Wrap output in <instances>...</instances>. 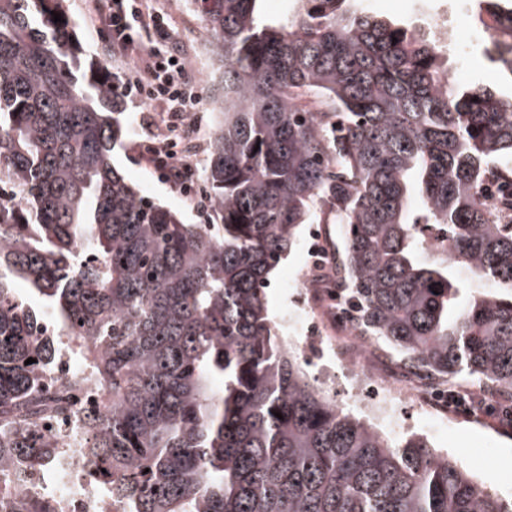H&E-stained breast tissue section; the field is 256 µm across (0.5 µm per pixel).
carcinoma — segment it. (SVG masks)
<instances>
[{
    "instance_id": "cac0c4a2",
    "label": "carcinoma",
    "mask_w": 512,
    "mask_h": 512,
    "mask_svg": "<svg viewBox=\"0 0 512 512\" xmlns=\"http://www.w3.org/2000/svg\"><path fill=\"white\" fill-rule=\"evenodd\" d=\"M63 2L0 0V475L59 463L39 422L65 337L97 358L87 462L121 512H512L426 437L392 446L339 409L281 348L265 291L320 211L346 225L342 295L364 332L512 399V223L483 195L512 176V95L450 77L432 38L354 0L278 21L260 0H192L223 119L203 175L217 223L186 224L114 166L119 76L100 60L78 75ZM502 3L473 19L512 78ZM425 226L448 235L430 265ZM45 319L58 335L39 342ZM0 504L52 512L7 483Z\"/></svg>"
}]
</instances>
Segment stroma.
I'll list each match as a JSON object with an SVG mask.
<instances>
[{
    "instance_id": "35a3bbf8",
    "label": "stroma",
    "mask_w": 512,
    "mask_h": 512,
    "mask_svg": "<svg viewBox=\"0 0 512 512\" xmlns=\"http://www.w3.org/2000/svg\"><path fill=\"white\" fill-rule=\"evenodd\" d=\"M167 13L170 33L163 41L164 50L179 53L191 42L197 43L198 55L205 65L204 71L188 77L196 95V125L189 138L196 146L193 164L196 174H203L209 164V141L221 119L217 100L218 85L209 68L216 62L210 41H197L196 34L204 25L200 15L189 0H162ZM64 5L75 24L77 38L83 48L82 63L99 58L108 59L113 72L127 76L131 63L119 57L109 56L104 41L97 30L86 0H64ZM363 8L382 18L401 24L421 27L424 16L447 13L454 26V38L442 47L448 67L455 76L468 83H483L503 87L504 81L498 69L484 54L482 35L470 23L473 0H363ZM146 104L129 101L125 113L128 135L113 153L116 168L127 180L140 189L155 203L177 211L185 222L195 224L204 216L185 198L178 187L160 172L150 160L151 139L144 129L143 117L148 113ZM310 258L308 252L292 248L274 272L267 293L268 311L272 318H280L288 308V291L284 280L296 281L304 277V268ZM404 433L426 436L439 452L448 454L458 465L464 466L477 481L505 499H512V426L470 411H463L447 425L433 426L412 410L403 412ZM493 439L496 451L487 453L483 443Z\"/></svg>"
}]
</instances>
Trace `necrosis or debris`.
<instances>
[{
    "instance_id": "obj_1",
    "label": "necrosis or debris",
    "mask_w": 512,
    "mask_h": 512,
    "mask_svg": "<svg viewBox=\"0 0 512 512\" xmlns=\"http://www.w3.org/2000/svg\"><path fill=\"white\" fill-rule=\"evenodd\" d=\"M323 239V226H308L303 243L312 253L321 254L322 260L307 278L293 282L290 309L301 315L309 301L325 307L339 337L336 342H328L315 324L302 319L296 332L282 334L281 346L295 352L305 353L313 347L327 352L329 361L323 367V377L339 380L352 403L371 412L381 422L398 425L400 409L411 402L425 412L430 422L447 423L453 416L447 384L426 377L376 337L360 331L354 313L348 311L337 288L341 255L332 250L321 251ZM91 372L89 360L67 348L45 372L47 395H56L62 389L67 392L65 404L43 422L44 429L51 431L62 450L67 462L64 471L49 475L40 470H27L8 477L10 485L23 488L30 495L56 501L61 512H115L116 509L102 478L84 468L76 454L79 444L85 440L76 425V415L92 408L101 394Z\"/></svg>"
}]
</instances>
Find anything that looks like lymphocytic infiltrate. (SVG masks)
I'll use <instances>...</instances> for the list:
<instances>
[{
  "label": "lymphocytic infiltrate",
  "instance_id": "lymphocytic-infiltrate-1",
  "mask_svg": "<svg viewBox=\"0 0 512 512\" xmlns=\"http://www.w3.org/2000/svg\"><path fill=\"white\" fill-rule=\"evenodd\" d=\"M95 21L110 51L133 63L123 94L143 101L155 113L167 115L149 147L154 163L183 194L196 195L193 164L182 148L195 105L194 93L183 82L186 60L146 47L143 41L146 32L164 34V8L145 5L143 0H111L107 11L96 13ZM196 197L199 208H206V197Z\"/></svg>",
  "mask_w": 512,
  "mask_h": 512
}]
</instances>
